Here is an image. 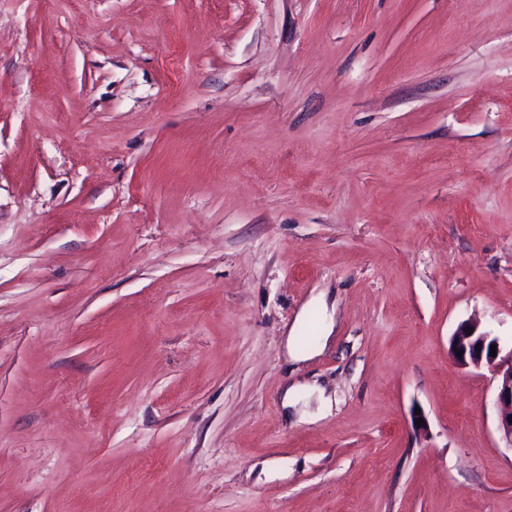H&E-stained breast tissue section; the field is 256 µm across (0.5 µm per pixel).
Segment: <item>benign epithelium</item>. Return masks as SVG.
I'll use <instances>...</instances> for the list:
<instances>
[{"instance_id": "1", "label": "benign epithelium", "mask_w": 512, "mask_h": 512, "mask_svg": "<svg viewBox=\"0 0 512 512\" xmlns=\"http://www.w3.org/2000/svg\"><path fill=\"white\" fill-rule=\"evenodd\" d=\"M472 333H467V330ZM496 355H491V346ZM462 355H457V351ZM455 362L464 368L485 369L495 383V404L498 408V431L512 449V349L502 354L499 338L490 330H482L468 320L461 322L451 339Z\"/></svg>"}]
</instances>
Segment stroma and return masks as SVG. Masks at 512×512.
I'll list each match as a JSON object with an SVG mask.
<instances>
[{"label": "stroma", "instance_id": "1", "mask_svg": "<svg viewBox=\"0 0 512 512\" xmlns=\"http://www.w3.org/2000/svg\"><path fill=\"white\" fill-rule=\"evenodd\" d=\"M467 319L512 0H0V512H512Z\"/></svg>", "mask_w": 512, "mask_h": 512}]
</instances>
